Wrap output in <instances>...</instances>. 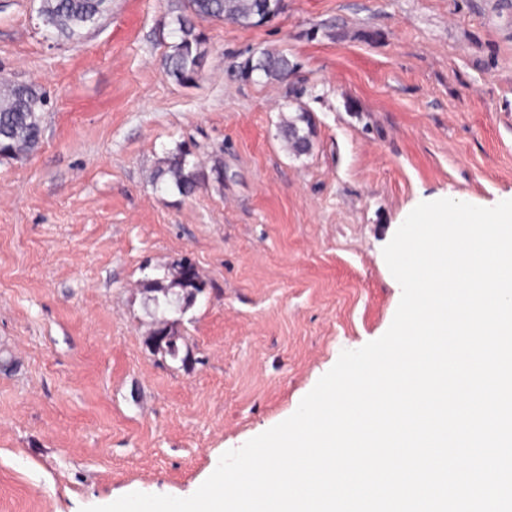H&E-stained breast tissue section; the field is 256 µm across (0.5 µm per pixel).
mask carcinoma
Here are the masks:
<instances>
[{"label":"carcinoma","instance_id":"1","mask_svg":"<svg viewBox=\"0 0 512 512\" xmlns=\"http://www.w3.org/2000/svg\"><path fill=\"white\" fill-rule=\"evenodd\" d=\"M260 0H185V10L177 18L179 41L165 55L163 67L167 76L181 84L194 82L205 55V37L196 24L198 19L228 20L249 25L257 14ZM111 0H41L39 18L47 31L57 37L74 40L94 27L110 10ZM296 65L281 51L259 50L256 60L241 66V75L251 77L259 72L268 80L286 81ZM47 105L46 94L33 85L0 83V158L22 160L40 145L43 135L42 116ZM280 134L296 156L306 154L312 146V125L308 113L301 111L283 120ZM191 151L179 147L171 152L156 170L154 179L172 184L180 194H194L206 182L224 181V167L214 166L210 172L188 160ZM180 263L169 267L161 277L147 278L142 288L154 311L172 307L183 313L192 306L206 288L198 272L178 277ZM176 319L155 318L147 345L155 352L187 363L190 354H181L184 336Z\"/></svg>","mask_w":512,"mask_h":512}]
</instances>
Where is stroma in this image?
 I'll return each instance as SVG.
<instances>
[{"instance_id":"1","label":"stroma","mask_w":512,"mask_h":512,"mask_svg":"<svg viewBox=\"0 0 512 512\" xmlns=\"http://www.w3.org/2000/svg\"><path fill=\"white\" fill-rule=\"evenodd\" d=\"M0 0V82L50 93L40 148L0 159V512L191 496L220 456L291 416L389 328L382 250L429 196L512 194V0H285L257 27L199 21L191 84L165 76L183 0H112L81 40ZM292 82L245 81L252 49ZM309 112L297 157L282 117ZM190 147L224 167L153 185ZM190 257L207 290L153 354L142 288ZM296 65L290 60L288 55L281 51H273L266 48L259 49V55L256 60L245 61L241 66L242 76L252 79L253 74L259 72L267 80L287 81L294 73ZM192 153L184 147H178L171 152L156 170L154 179L157 182L171 183L180 194L189 196L205 185L206 181L222 183L224 181V167L214 166L210 173L199 169L195 163H190L188 157ZM167 178V179H165ZM178 321V319L166 318L162 311L161 317L155 318L154 328L147 338V345L153 352L161 354L164 358L167 356L172 360L180 358L182 363L187 364L190 359L189 351L186 350L184 356H180L184 336L178 328Z\"/></svg>"}]
</instances>
